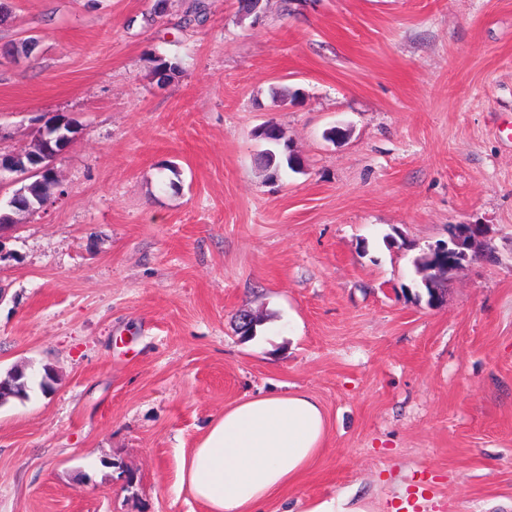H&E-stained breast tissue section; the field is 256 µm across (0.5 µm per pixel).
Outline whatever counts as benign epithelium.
<instances>
[{
  "label": "benign epithelium",
  "instance_id": "1",
  "mask_svg": "<svg viewBox=\"0 0 512 512\" xmlns=\"http://www.w3.org/2000/svg\"><path fill=\"white\" fill-rule=\"evenodd\" d=\"M67 119L59 118L50 123H44L35 143V148L9 154H0V181L7 174L15 172L16 163L22 156H29L27 175L37 178V183L43 186L42 206L46 207L61 194L60 185L55 181L52 162L71 140L72 135L63 132ZM28 187L22 186L13 192L14 199L0 213V225L17 223L16 214L25 212L22 205L15 199L24 195ZM487 228L483 224H455L448 227V241L439 243L425 253L419 264L427 268L429 274L423 277L424 286L431 292L430 304L434 305L442 298L440 289L435 282L441 276H446L477 258L484 253L477 251V246L487 245Z\"/></svg>",
  "mask_w": 512,
  "mask_h": 512
}]
</instances>
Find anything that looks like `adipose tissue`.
Segmentation results:
<instances>
[{
    "instance_id": "obj_1",
    "label": "adipose tissue",
    "mask_w": 512,
    "mask_h": 512,
    "mask_svg": "<svg viewBox=\"0 0 512 512\" xmlns=\"http://www.w3.org/2000/svg\"><path fill=\"white\" fill-rule=\"evenodd\" d=\"M326 415L309 393L259 394L211 418L179 461L180 490L206 512H262L321 453Z\"/></svg>"
}]
</instances>
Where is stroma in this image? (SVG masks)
<instances>
[{"mask_svg":"<svg viewBox=\"0 0 512 512\" xmlns=\"http://www.w3.org/2000/svg\"><path fill=\"white\" fill-rule=\"evenodd\" d=\"M0 2V44L37 40L0 56V152L78 125L62 198L0 241V373L57 376L0 405V512H205L181 452L287 389L329 433L265 512L512 502V0H202L186 30L193 0ZM269 121L297 170H265ZM452 224L498 259L430 306L414 262ZM306 512H377L365 499L353 497L351 494L342 495L330 500L321 501Z\"/></svg>","mask_w":512,"mask_h":512,"instance_id":"obj_1","label":"stroma"}]
</instances>
